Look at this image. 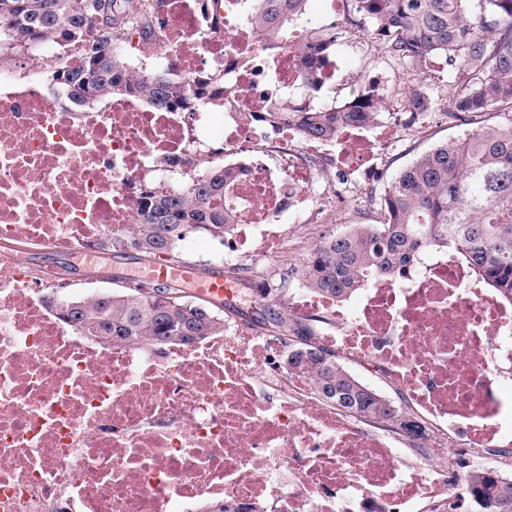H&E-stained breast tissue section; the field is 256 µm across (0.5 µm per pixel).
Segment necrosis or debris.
<instances>
[{
    "instance_id": "1",
    "label": "necrosis or debris",
    "mask_w": 512,
    "mask_h": 512,
    "mask_svg": "<svg viewBox=\"0 0 512 512\" xmlns=\"http://www.w3.org/2000/svg\"><path fill=\"white\" fill-rule=\"evenodd\" d=\"M243 8L165 0L160 34L130 42L179 81L223 73L219 107L194 112L51 94L42 62L81 65L93 25L72 40L0 42V512H459L470 498L460 466L512 479V430L500 425L512 413V309L452 255L406 266L353 304L301 286L288 299L291 319L405 397L428 429L419 454L324 400L275 332L228 321L191 343L102 346L48 304L69 280L21 263L126 238L140 189L186 182L202 156L224 169V263L244 275L242 255L279 254L335 196H363L410 132L400 115L412 86L340 74L337 55L361 52L362 33L341 29L332 51L261 40ZM374 89L385 117L302 135L305 112L336 111L332 94L353 103Z\"/></svg>"
}]
</instances>
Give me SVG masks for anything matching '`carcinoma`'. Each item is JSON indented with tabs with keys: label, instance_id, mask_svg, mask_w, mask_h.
<instances>
[{
	"label": "carcinoma",
	"instance_id": "cac0c4a2",
	"mask_svg": "<svg viewBox=\"0 0 512 512\" xmlns=\"http://www.w3.org/2000/svg\"><path fill=\"white\" fill-rule=\"evenodd\" d=\"M0 0V19L10 22L3 38L18 46L82 34L94 21L100 37L88 41L84 61L55 75L63 89L84 101L135 94L147 104L194 111L207 85L190 90L164 70L139 78L118 47L136 32L152 31L163 0ZM247 22L262 31L280 29L306 10L308 0H256ZM353 0L352 25L377 39L382 51L414 73L417 101L409 114L436 100L424 67L442 62L463 77L448 83V120L466 128L459 140L441 141L387 179L383 193L370 197L381 220L353 224L315 246L302 264L304 286L345 297L370 281L393 277L431 250L451 249L492 296L512 307V0ZM371 113L354 106L340 112H309L304 135L323 139L338 127L365 121ZM224 168L204 160L185 188L139 193L129 239L102 244L115 253L132 252L145 262L183 264L182 243L195 233L224 238L233 214L224 212ZM294 270L268 283L263 295L278 299L267 310L268 324L295 337L288 366L311 376L323 399L419 441L423 424L402 405L373 391L348 371L336 352L323 346L310 327L288 319L285 306ZM59 315L85 335L144 345L188 343L224 334V315L209 302L192 300L171 285L117 288L69 298ZM464 483L479 512H512V483L470 472Z\"/></svg>",
	"mask_w": 512,
	"mask_h": 512
}]
</instances>
